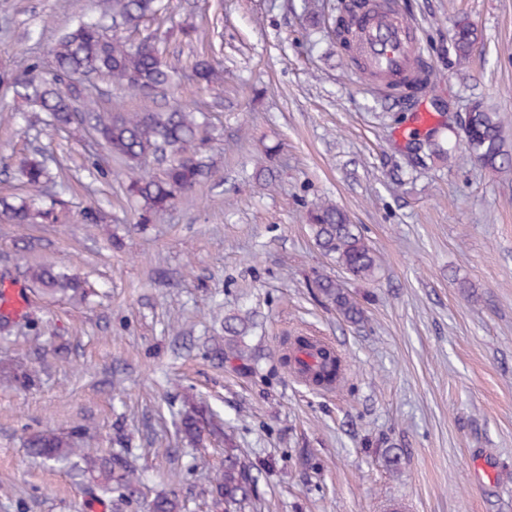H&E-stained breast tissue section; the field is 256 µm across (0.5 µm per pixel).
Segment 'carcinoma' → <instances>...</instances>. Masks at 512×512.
<instances>
[{
  "label": "carcinoma",
  "mask_w": 512,
  "mask_h": 512,
  "mask_svg": "<svg viewBox=\"0 0 512 512\" xmlns=\"http://www.w3.org/2000/svg\"><path fill=\"white\" fill-rule=\"evenodd\" d=\"M98 18L81 19L62 33L50 49L55 68L45 73L37 64L18 73H1L0 85L12 89L14 95L29 106L45 113L56 128L71 124H87L95 141L131 172L125 185L127 195L141 204L140 220L147 223L160 212L174 206L180 195L193 190L214 173V160L209 155L211 134L204 115L188 107L165 111L144 108L138 112H103L97 97L82 80L107 78L118 87L143 95L171 86L172 66L165 59L161 41L148 35L139 42H128L122 33L137 32L162 9V0H103ZM369 0H342L336 38L354 65L365 69L354 53L353 27L358 11L369 8ZM112 20L114 33H103L105 21ZM479 39L478 30L469 22L459 20L450 33L455 63L465 65ZM192 78L198 84H217L223 79L220 62L197 59L191 66ZM428 73L422 60H417V76L411 80L390 82L387 87L394 97H411L412 89L423 83ZM465 150L480 166L499 173L512 167V155L504 149L502 124L498 113L480 105L466 115ZM160 167V174L148 168V160ZM16 171L31 192L29 197L0 195V221L18 226L56 224L64 216L65 202L55 189V177L48 170L44 152L36 148L20 157ZM308 225L316 247L335 259L347 279L372 281L379 268L378 257L358 225L332 203L315 204L307 214ZM27 281L50 294L82 297L87 283L48 263L27 266ZM313 285L319 295L331 304L348 323L365 320V310L345 289V284L329 276L319 275ZM250 316L224 317V348L219 353L224 361H238L249 368L252 353L242 340L248 334ZM318 358L321 370L310 373L298 368L299 354ZM282 365L292 372L329 385L344 380L341 356L330 346L309 336H295L281 358ZM209 419L198 407L186 409L180 419L179 431L191 442H200L205 434H216L207 428ZM74 437L63 436L45 428L25 438L28 453L45 463L68 464L89 476L88 490L93 495L116 493L132 501L138 493L139 475L129 459L122 455L92 456L75 447ZM216 502L228 512H244L246 504L256 496V477L235 445L224 440V470L213 479L210 489ZM149 512H183L179 496L171 493L155 497Z\"/></svg>",
  "instance_id": "1"
}]
</instances>
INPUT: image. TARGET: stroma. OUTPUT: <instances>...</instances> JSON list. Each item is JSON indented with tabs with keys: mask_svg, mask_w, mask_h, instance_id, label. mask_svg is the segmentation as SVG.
I'll list each match as a JSON object with an SVG mask.
<instances>
[{
	"mask_svg": "<svg viewBox=\"0 0 512 512\" xmlns=\"http://www.w3.org/2000/svg\"><path fill=\"white\" fill-rule=\"evenodd\" d=\"M437 78L418 98L372 89L328 33L340 0H171L158 25L195 23L202 41L168 42L181 78L151 98L96 79L106 112H205L217 173L142 224L123 194L124 164L80 129L51 131L42 113L0 90V194L20 190L10 164L42 148L68 186L58 224H0V284L25 290L22 318L0 332V512H90L86 484L27 454V433L86 430L93 455L122 454L142 476L147 512L173 492L186 512H217L210 484L224 450L177 433L185 401L204 402L258 470L255 512H512V169L490 174L454 126L480 100L512 152V0H402ZM93 0H0V67L39 61ZM467 18L479 41L456 66L448 31ZM224 83L188 80L196 55ZM448 143L419 163L417 111ZM97 156L104 181L76 172ZM331 202L379 257L375 281L347 289L365 308L342 321L313 288L343 279L315 247L309 208ZM100 207L106 223H82ZM47 261L89 276L85 305L26 290ZM247 309L256 357L234 371L212 347L225 315ZM319 336L342 355L340 390L315 388L280 363L286 337ZM28 369L21 387L10 375Z\"/></svg>",
	"mask_w": 512,
	"mask_h": 512,
	"instance_id": "stroma-1",
	"label": "stroma"
}]
</instances>
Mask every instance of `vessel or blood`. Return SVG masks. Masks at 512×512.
<instances>
[{
    "label": "vessel or blood",
    "instance_id": "obj_1",
    "mask_svg": "<svg viewBox=\"0 0 512 512\" xmlns=\"http://www.w3.org/2000/svg\"><path fill=\"white\" fill-rule=\"evenodd\" d=\"M355 31L358 51L372 71L398 79L411 75V64L420 47L396 0H376L374 11L360 20Z\"/></svg>",
    "mask_w": 512,
    "mask_h": 512
}]
</instances>
